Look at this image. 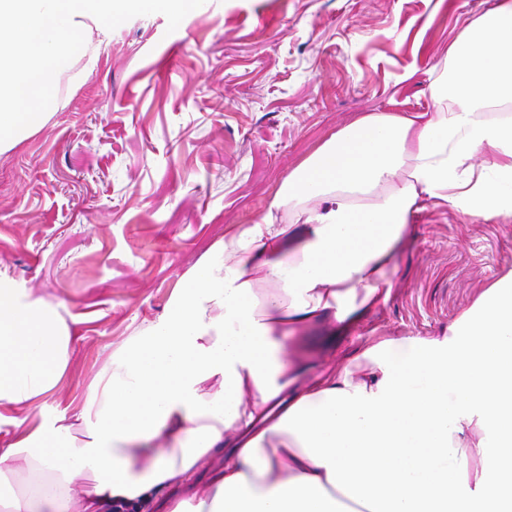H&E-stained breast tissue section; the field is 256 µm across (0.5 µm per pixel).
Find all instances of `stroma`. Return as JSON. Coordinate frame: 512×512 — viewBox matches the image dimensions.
<instances>
[{
    "label": "stroma",
    "instance_id": "1",
    "mask_svg": "<svg viewBox=\"0 0 512 512\" xmlns=\"http://www.w3.org/2000/svg\"><path fill=\"white\" fill-rule=\"evenodd\" d=\"M497 0H206L101 38L38 131L0 153V275L62 304L69 371L41 413H0V448L39 415L74 419L112 352L169 313L234 226L267 212L319 145L367 112L434 111L464 25ZM512 270V220L420 213L388 300L336 348L438 337Z\"/></svg>",
    "mask_w": 512,
    "mask_h": 512
}]
</instances>
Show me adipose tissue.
<instances>
[{
    "label": "adipose tissue",
    "mask_w": 512,
    "mask_h": 512,
    "mask_svg": "<svg viewBox=\"0 0 512 512\" xmlns=\"http://www.w3.org/2000/svg\"><path fill=\"white\" fill-rule=\"evenodd\" d=\"M431 95L435 111L369 112L332 135L163 321L113 351L74 422L0 448V512H512V271L443 338L376 339L315 375L302 355L303 332L334 344L387 300L425 200L512 217V121L480 114L512 102V0L460 32ZM284 207L295 222L278 223ZM71 341L59 306L0 277V407L39 408ZM217 449L197 498L186 480Z\"/></svg>",
    "instance_id": "ef3b65f1"
}]
</instances>
